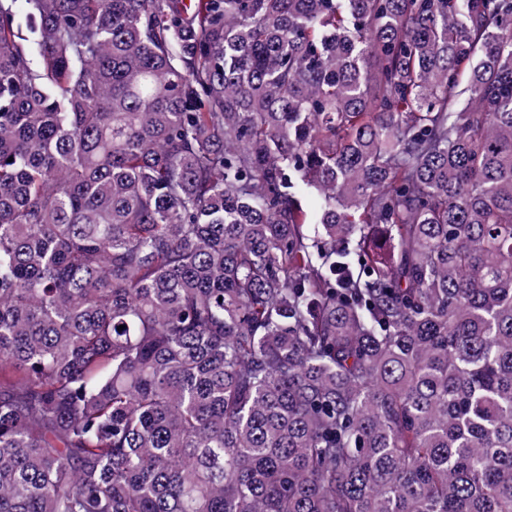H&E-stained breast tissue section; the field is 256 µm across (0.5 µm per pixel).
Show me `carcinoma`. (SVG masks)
Segmentation results:
<instances>
[{
    "label": "carcinoma",
    "instance_id": "1",
    "mask_svg": "<svg viewBox=\"0 0 512 512\" xmlns=\"http://www.w3.org/2000/svg\"><path fill=\"white\" fill-rule=\"evenodd\" d=\"M13 2L0 512H512V0Z\"/></svg>",
    "mask_w": 512,
    "mask_h": 512
}]
</instances>
